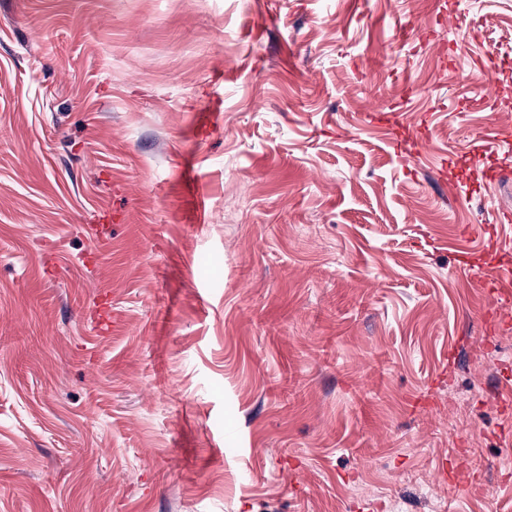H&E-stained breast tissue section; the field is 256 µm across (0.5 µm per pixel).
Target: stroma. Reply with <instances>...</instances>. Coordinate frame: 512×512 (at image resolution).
Instances as JSON below:
<instances>
[{
	"label": "stroma",
	"instance_id": "obj_1",
	"mask_svg": "<svg viewBox=\"0 0 512 512\" xmlns=\"http://www.w3.org/2000/svg\"><path fill=\"white\" fill-rule=\"evenodd\" d=\"M509 128L512 0H0V512H512Z\"/></svg>",
	"mask_w": 512,
	"mask_h": 512
}]
</instances>
